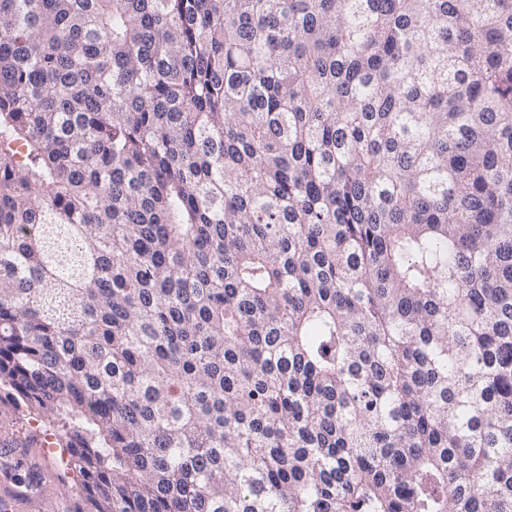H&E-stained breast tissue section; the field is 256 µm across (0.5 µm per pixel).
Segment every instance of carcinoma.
<instances>
[{"label":"carcinoma","instance_id":"1","mask_svg":"<svg viewBox=\"0 0 512 512\" xmlns=\"http://www.w3.org/2000/svg\"><path fill=\"white\" fill-rule=\"evenodd\" d=\"M81 512H512V0H0V402ZM46 420L37 416L34 417H18L14 415L10 407L0 404V428L7 427L13 433L22 438L32 435H44L49 432L45 431Z\"/></svg>","mask_w":512,"mask_h":512}]
</instances>
